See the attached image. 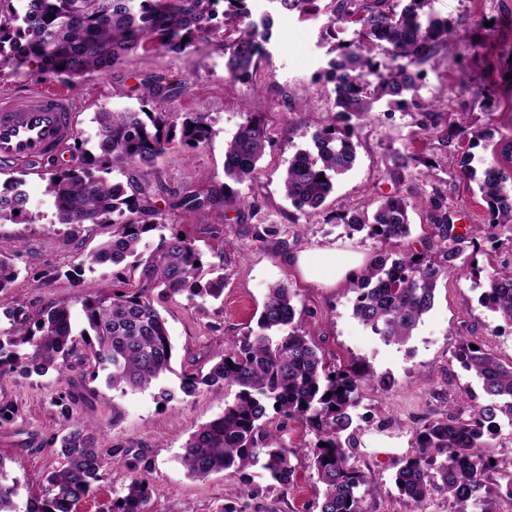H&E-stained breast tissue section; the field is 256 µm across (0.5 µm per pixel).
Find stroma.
<instances>
[{
  "instance_id": "stroma-1",
  "label": "stroma",
  "mask_w": 512,
  "mask_h": 512,
  "mask_svg": "<svg viewBox=\"0 0 512 512\" xmlns=\"http://www.w3.org/2000/svg\"><path fill=\"white\" fill-rule=\"evenodd\" d=\"M263 8L273 27L266 53L246 82L226 87L224 48L217 38L181 54L148 45L111 70L82 79L76 129L84 139L95 136L91 118L99 108L137 109L141 82L153 75L177 89L165 104L168 111L210 115L216 134L206 145L191 150L176 140L159 160L161 188L154 199L168 230L194 241L204 261L223 276L224 292L216 300L191 301L182 294L157 301L174 346L173 371L160 386L121 393L106 388L104 377L84 381L75 371L66 378L53 370L41 376H0V398L17 411L12 423L0 427V459L21 483L18 507H26L45 476L59 467L58 437L72 417L99 425L101 448L130 451L127 465L111 468L74 512H108L142 459L153 486L146 512H216L230 497L239 512H319L322 485L310 466L311 433L292 423L280 434L295 467L288 488L257 465L233 475L195 479L181 465L184 446L198 426L223 414L236 390L204 388L165 403L158 398L160 388H178L183 369L208 371L213 354L254 330L269 288L284 281L294 293L304 330L326 358L338 367L359 362L369 374L354 410L357 445L351 450V463L365 478L363 512H451L447 494L438 491L418 507L408 506L394 476L414 454L417 429L450 410L469 418L487 402L481 381L454 359L459 339L471 338L512 365V325L480 302L488 273L512 267V229L489 226L477 184L459 178L443 144L449 121L464 112L472 127L499 133L497 139L472 146L473 167L488 161L512 167V155L503 154L499 142L503 136L512 138V0H432L434 14L456 26L457 52L452 61L437 52L420 67L419 95L434 104L430 131H419L414 108L377 103L359 132L353 168L337 177L323 209L312 215L295 210L281 179L295 152L310 147L313 132L334 111V85L326 74L327 16L287 13L278 0H265ZM38 87L68 90L61 77L36 66L18 71L0 66V94L22 95ZM255 109L262 114L269 142L255 181L238 187L254 198L255 212L221 204L190 213L170 209L172 194L203 198L221 190L224 145ZM399 154L416 159L402 174L395 168ZM10 177L23 179L34 220L0 223V241L16 245L13 262L20 271L9 297L0 303V330L9 326L6 310L37 311L65 301L72 306L75 331H82V300L112 287L111 269L88 261L110 229L58 223L42 168L0 169V182ZM435 191L446 197L457 232L468 234L473 244L464 250L462 270L440 278L433 307L406 342H384L359 323L346 288L317 287L284 263L299 251L331 247L370 257L382 242L348 235L339 217L354 209L374 211L394 194L412 205L411 235L404 248L425 250L437 238L417 204ZM269 225L274 233L264 234ZM73 385L79 395L61 409L58 397Z\"/></svg>"
}]
</instances>
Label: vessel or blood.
<instances>
[{
    "label": "vessel or blood",
    "mask_w": 512,
    "mask_h": 512,
    "mask_svg": "<svg viewBox=\"0 0 512 512\" xmlns=\"http://www.w3.org/2000/svg\"><path fill=\"white\" fill-rule=\"evenodd\" d=\"M77 105L64 93L0 97V165L29 164L62 151L75 135Z\"/></svg>",
    "instance_id": "obj_1"
}]
</instances>
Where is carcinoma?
I'll return each instance as SVG.
<instances>
[{
    "label": "carcinoma",
    "instance_id": "cac0c4a2",
    "mask_svg": "<svg viewBox=\"0 0 512 512\" xmlns=\"http://www.w3.org/2000/svg\"><path fill=\"white\" fill-rule=\"evenodd\" d=\"M282 9L305 15L318 9L319 0H279ZM326 33L336 38V26L358 23L354 41H339L331 52L329 73L334 82L336 112L312 134L311 147L297 151L288 163L282 184L285 195L300 213H315L334 189L336 177L350 170L357 157L361 121L382 100L412 105L428 131L431 104L419 94L418 67L433 54L452 52V23L435 16L431 0H330ZM212 36L224 38L227 82L252 78L265 55L268 22L253 18L248 0H0V64L19 70L30 63L46 72L76 79L112 68L138 47L153 45L181 53ZM382 48L389 59L376 61ZM64 69H58V66ZM158 77L143 82L144 108L94 113L97 133L76 147L78 162L56 168L46 177L45 192L53 198L60 224L80 227L107 224L112 235L90 256V263L119 268L115 278L126 284V260L138 280L130 288L105 291L82 301L87 328L73 335L72 309L58 303L34 316L21 308L9 312L10 328L0 331V376L14 371L42 375L74 366L93 368L91 378L107 372L113 390H145L171 370L174 350L166 320L154 298L188 294L192 300L222 295L224 278H210L212 268L191 239L165 235L159 210L151 201V177L158 160L174 139L190 148L206 144L215 134L204 112H187L176 120L164 101L168 87ZM471 137L491 140L487 129H469L464 118L448 123L445 142ZM269 142L268 131L251 117L226 143L224 178L235 184L254 179L257 163ZM450 164L461 177L477 180L487 204L489 222L512 226V169L488 163L482 173L471 167V155L451 151ZM126 182L110 178L113 172ZM23 180L0 184V221H25L28 196ZM216 203L209 196L184 195L170 203L191 212ZM224 205L237 210L254 208L246 197L224 184ZM411 203L401 195L386 197L371 214L354 210L339 217L349 235L367 232L394 247L375 252L350 283L355 294L353 316L386 342L402 343L433 306L438 279L460 270L464 235L448 220L446 198L440 193L422 203L427 220L437 229V251L399 250L411 234ZM19 214H14V211ZM159 232L148 254L142 241ZM0 243V298L8 296L20 272ZM294 294L281 282L269 289L257 320L258 332L236 339L208 372L185 371L179 391L162 390L174 399L194 396L201 387H237L224 413L190 436L181 464L193 478L240 471L264 459L262 469L286 487L295 467L289 451L268 428V411L281 426L294 421L314 435L310 466L323 493L320 512H361L362 473L350 464L348 449L356 444L351 409L356 407L368 374L357 364L329 367L320 348L296 318ZM483 304L512 324V269L488 275ZM462 339L455 359L481 382L486 395L503 405H485L469 419L451 413L416 430L415 455L395 475L400 495L415 506L431 491L448 494L456 512H468L481 500L487 471L495 466L486 454V437L498 429L497 412L512 416V366L504 365L483 348L473 349ZM98 426L67 419L60 439L63 464L46 477L41 494L28 500L26 512H73L110 466L124 462L130 450L102 449ZM329 462H324V459ZM20 482L9 476L0 459V512H19L15 498ZM152 486L145 474L130 478L125 494L112 501L108 512H145Z\"/></svg>",
    "mask_w": 512,
    "mask_h": 512
}]
</instances>
